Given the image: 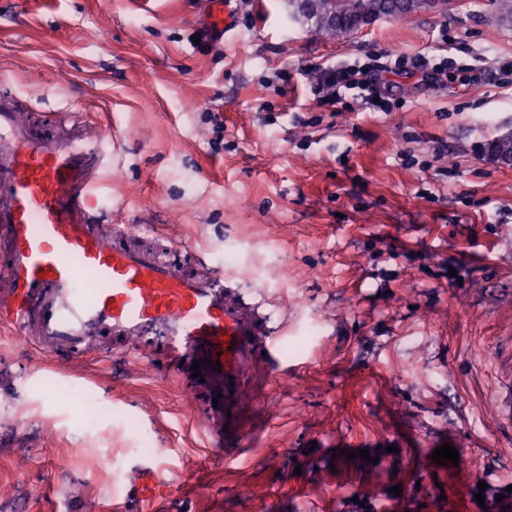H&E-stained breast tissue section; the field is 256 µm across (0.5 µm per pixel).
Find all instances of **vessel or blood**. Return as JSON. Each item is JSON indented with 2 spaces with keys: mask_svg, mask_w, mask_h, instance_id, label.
Returning <instances> with one entry per match:
<instances>
[{
  "mask_svg": "<svg viewBox=\"0 0 512 512\" xmlns=\"http://www.w3.org/2000/svg\"><path fill=\"white\" fill-rule=\"evenodd\" d=\"M117 143L101 125L23 118L0 73V329L71 365H154L194 394L215 449L240 445L239 396L256 366L280 374V326L206 253L101 210Z\"/></svg>",
  "mask_w": 512,
  "mask_h": 512,
  "instance_id": "vessel-or-blood-1",
  "label": "vessel or blood"
}]
</instances>
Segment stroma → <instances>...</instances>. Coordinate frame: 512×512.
I'll list each match as a JSON object with an SVG mask.
<instances>
[{"mask_svg": "<svg viewBox=\"0 0 512 512\" xmlns=\"http://www.w3.org/2000/svg\"><path fill=\"white\" fill-rule=\"evenodd\" d=\"M207 0H0V70L42 112L77 108L122 137L106 203L256 270L285 322V373L241 403L245 450L220 459L192 393L126 361L60 372L0 335V512H112L138 458L183 498L140 496L135 512H512V83L393 76L402 109L333 112L305 69L435 48L448 27L460 63L512 53L491 0H446L407 22L318 36L286 0H237L209 50ZM284 73L287 83L266 81ZM307 125L264 124L261 107ZM224 115L210 154L203 107ZM439 167L402 165L411 150ZM431 198H422V191ZM63 391L87 399L80 408ZM455 447L458 464L431 455ZM368 457H359V450ZM401 494H394V486ZM484 501H477V494Z\"/></svg>", "mask_w": 512, "mask_h": 512, "instance_id": "stroma-1", "label": "stroma"}]
</instances>
